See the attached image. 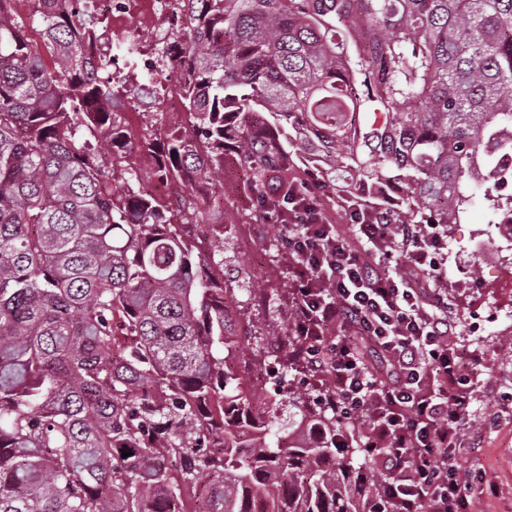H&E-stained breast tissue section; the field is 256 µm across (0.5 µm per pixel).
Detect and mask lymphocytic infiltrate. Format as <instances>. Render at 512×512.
Here are the masks:
<instances>
[{
  "label": "lymphocytic infiltrate",
  "instance_id": "1",
  "mask_svg": "<svg viewBox=\"0 0 512 512\" xmlns=\"http://www.w3.org/2000/svg\"><path fill=\"white\" fill-rule=\"evenodd\" d=\"M343 234L309 198L285 224L304 365L328 382L327 405L363 423L385 473L379 512H472L468 445L472 385L448 299L411 272L430 264L432 237L354 211ZM397 256L401 271L377 256Z\"/></svg>",
  "mask_w": 512,
  "mask_h": 512
}]
</instances>
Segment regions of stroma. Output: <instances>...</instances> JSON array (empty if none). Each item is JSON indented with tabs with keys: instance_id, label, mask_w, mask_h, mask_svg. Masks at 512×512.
<instances>
[{
	"instance_id": "1",
	"label": "stroma",
	"mask_w": 512,
	"mask_h": 512,
	"mask_svg": "<svg viewBox=\"0 0 512 512\" xmlns=\"http://www.w3.org/2000/svg\"><path fill=\"white\" fill-rule=\"evenodd\" d=\"M242 172L232 155L224 157L223 184L203 183L195 192L204 198L223 197V224L193 222L188 212L177 215L183 222V235L196 246L201 255L220 251L224 259L226 286L238 287V298L254 324L267 321L268 313L251 297L252 287L278 289L283 312L280 322H287V305L293 300L294 282L286 277L287 255L269 261L267 248L284 232L276 217L252 221L254 203L238 193ZM492 217L490 204L482 195H475L465 220L450 225L441 246L438 283L448 297V312L458 324L462 345L480 351L481 360L473 364L476 383L468 437L474 444L472 452L463 458L462 465L473 478L468 485L480 512H512V357L500 349L501 333L512 326V280L503 276L498 264L476 257H466L471 237L484 229ZM247 257L252 266L261 270L256 283L240 282L237 276V257ZM497 488L495 495L484 492V484Z\"/></svg>"
}]
</instances>
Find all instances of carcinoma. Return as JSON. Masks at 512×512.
I'll use <instances>...</instances> for the list:
<instances>
[{"label": "carcinoma", "instance_id": "obj_1", "mask_svg": "<svg viewBox=\"0 0 512 512\" xmlns=\"http://www.w3.org/2000/svg\"><path fill=\"white\" fill-rule=\"evenodd\" d=\"M22 2L0 0V512H375L358 424L285 383L299 339L271 317L243 345L224 260L123 154L112 59L82 48L107 21ZM176 47L162 68L200 145L142 135L158 182L216 181L229 149L261 219L307 191L298 159L442 227L512 182V0H186ZM256 357L285 426L275 401L252 411Z\"/></svg>", "mask_w": 512, "mask_h": 512}]
</instances>
